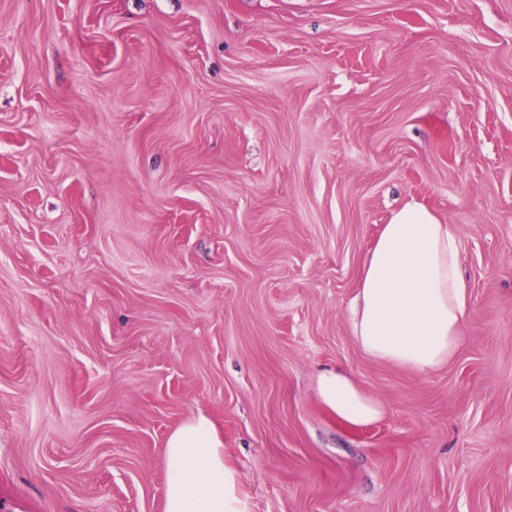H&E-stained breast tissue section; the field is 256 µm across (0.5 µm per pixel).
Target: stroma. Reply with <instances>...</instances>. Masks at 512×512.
Returning a JSON list of instances; mask_svg holds the SVG:
<instances>
[{
    "mask_svg": "<svg viewBox=\"0 0 512 512\" xmlns=\"http://www.w3.org/2000/svg\"><path fill=\"white\" fill-rule=\"evenodd\" d=\"M405 202L474 306L430 373L348 319ZM200 414L251 512H512V0H0V512H164ZM315 385L321 403L345 424L365 425L380 420L385 414L383 403L363 390L344 366L320 370Z\"/></svg>",
    "mask_w": 512,
    "mask_h": 512,
    "instance_id": "stroma-1",
    "label": "stroma"
}]
</instances>
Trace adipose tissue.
I'll return each instance as SVG.
<instances>
[{
  "instance_id": "obj_1",
  "label": "adipose tissue",
  "mask_w": 512,
  "mask_h": 512,
  "mask_svg": "<svg viewBox=\"0 0 512 512\" xmlns=\"http://www.w3.org/2000/svg\"><path fill=\"white\" fill-rule=\"evenodd\" d=\"M462 244L453 225L407 202L383 226L360 272L350 324L372 359L429 373L466 344L474 308L462 276ZM321 403L337 420L365 425L385 414L346 367L320 370ZM165 512H251L224 440L206 416L173 431L165 449Z\"/></svg>"
}]
</instances>
